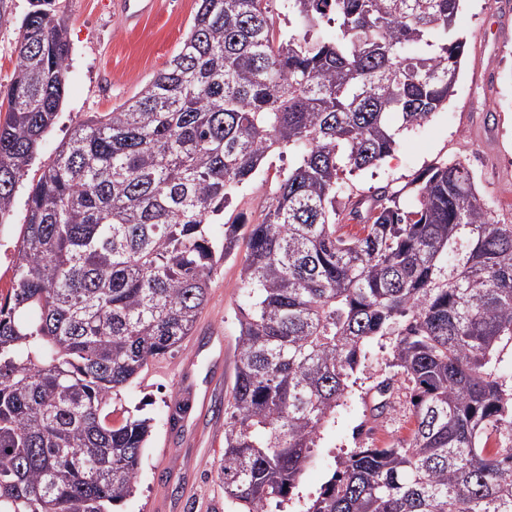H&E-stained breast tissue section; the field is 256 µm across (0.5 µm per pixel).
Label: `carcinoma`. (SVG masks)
Listing matches in <instances>:
<instances>
[{"label":"carcinoma","mask_w":512,"mask_h":512,"mask_svg":"<svg viewBox=\"0 0 512 512\" xmlns=\"http://www.w3.org/2000/svg\"><path fill=\"white\" fill-rule=\"evenodd\" d=\"M461 0H199L166 68L79 122L30 187L0 300V512H112L151 418L113 397L183 346L212 278L239 258L238 359L215 467L237 512L288 494L366 360L408 438L355 448L303 512H512V224L474 172L437 162L409 194L344 198L448 104ZM54 0H31L0 117V224L54 123L71 54ZM292 157L261 221L227 223L271 154ZM224 222V237L211 226ZM359 230L347 233L344 228ZM245 250L238 255L239 239Z\"/></svg>","instance_id":"obj_1"}]
</instances>
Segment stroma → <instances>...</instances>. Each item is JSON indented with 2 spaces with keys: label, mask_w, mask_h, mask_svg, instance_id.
Listing matches in <instances>:
<instances>
[{
  "label": "stroma",
  "mask_w": 512,
  "mask_h": 512,
  "mask_svg": "<svg viewBox=\"0 0 512 512\" xmlns=\"http://www.w3.org/2000/svg\"><path fill=\"white\" fill-rule=\"evenodd\" d=\"M108 0H55L54 9L72 47L66 92L52 127L16 190L0 243H16L25 222L28 190L39 179L70 129L92 112H109L135 96L164 69L189 33L198 0H163L161 12L127 30ZM0 24V86L17 63L20 26L29 0H11ZM459 28L465 40L454 95L424 127L400 136L392 156L379 167L350 176L353 197L378 187H401L441 160L460 161L476 174L480 198L496 221L512 224V0H464ZM287 158L269 156L251 186L236 193L227 218L261 220ZM242 295L238 266L226 261L214 276L209 299L183 347L149 367L122 393L127 407L144 406L154 431L141 459L136 487L118 512H234L212 468L224 446V399L235 379L238 324L234 310ZM387 342L374 340L342 406L321 435L288 504L302 512L336 470L341 457L371 442H396L409 434L401 412L373 419L371 388L388 372ZM187 408L170 424L174 401Z\"/></svg>",
  "instance_id": "obj_1"
}]
</instances>
